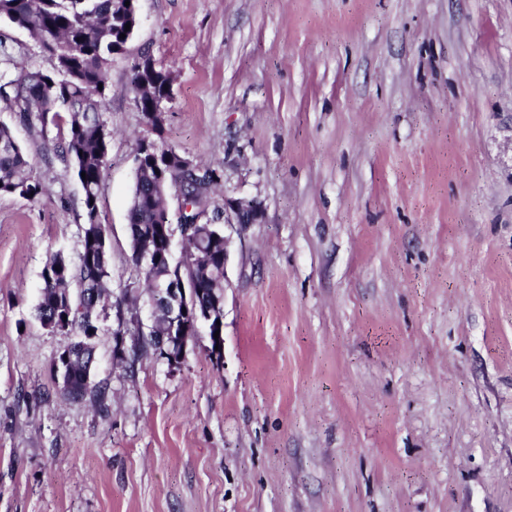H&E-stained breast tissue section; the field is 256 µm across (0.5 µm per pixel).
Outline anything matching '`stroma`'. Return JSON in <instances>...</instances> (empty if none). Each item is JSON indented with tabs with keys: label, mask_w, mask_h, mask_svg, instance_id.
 I'll use <instances>...</instances> for the list:
<instances>
[{
	"label": "stroma",
	"mask_w": 512,
	"mask_h": 512,
	"mask_svg": "<svg viewBox=\"0 0 512 512\" xmlns=\"http://www.w3.org/2000/svg\"><path fill=\"white\" fill-rule=\"evenodd\" d=\"M108 73L99 199L115 301L94 381L63 400L66 336L35 317L77 262L82 186L56 134L14 132L46 187L0 195V512H512V0H139ZM172 75L154 130L131 83ZM10 75L48 71L0 21ZM221 163L262 223L229 231L224 346L126 371L147 331L128 207L137 143ZM122 334H124V333L121 331V329L113 331V333H112V336H116L115 337L114 353L116 356V353L119 352L120 355L117 356L119 361L121 363H125L129 369L130 368L133 369L135 363L139 360V358L142 355H144L146 350L148 348H151L155 344V340H154L153 336L144 335V334H142V336H141L140 335L141 333H139L137 338L134 339V343L132 344L130 349H128L127 347H122V349L120 351H118V346L120 345L118 336H122Z\"/></svg>",
	"instance_id": "obj_1"
}]
</instances>
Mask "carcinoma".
Instances as JSON below:
<instances>
[{
    "instance_id": "obj_1",
    "label": "carcinoma",
    "mask_w": 512,
    "mask_h": 512,
    "mask_svg": "<svg viewBox=\"0 0 512 512\" xmlns=\"http://www.w3.org/2000/svg\"><path fill=\"white\" fill-rule=\"evenodd\" d=\"M0 17L17 21L41 43L53 59V71H22L14 79L0 80V99L13 107L18 122L30 128L48 113L57 117V133L52 153L80 178L84 190L85 222L81 225L82 249L77 265L60 254L47 259L43 286L36 305L41 322L69 313V321L58 333L80 343L85 336L99 335L96 308L112 298V266L106 226L99 217V195L106 166L111 133L103 119L107 75L112 58L126 40V24L134 23L125 13L123 0H0ZM161 83L145 92L139 104L143 115L164 98L170 97L171 73L158 69ZM169 162L162 168L150 156L136 153L135 186L129 206L131 224V261L146 285L152 273L162 266L147 268L140 264L137 244L145 232L151 239L143 242L161 252L158 241L166 230L167 188L177 185L191 211L183 216V262L174 273L182 276L202 305H213L212 289L224 287V227L219 234L202 238L191 222L201 206H216L222 171L204 167L202 178L193 176L184 166L186 155L173 146H164ZM32 159L15 139L12 130L0 124V195H18L31 202L43 193L35 178ZM86 179H81V173ZM155 344L150 335H139L129 348H122L118 359L129 368ZM91 356L76 351L69 364L71 389L62 394L73 401L89 400L98 408H107L108 389L104 383L86 382Z\"/></svg>"
}]
</instances>
